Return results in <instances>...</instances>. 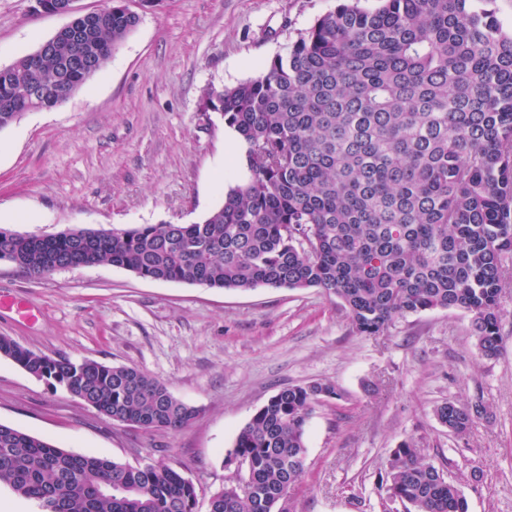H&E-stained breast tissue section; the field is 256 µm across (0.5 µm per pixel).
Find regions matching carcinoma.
Returning a JSON list of instances; mask_svg holds the SVG:
<instances>
[{"mask_svg":"<svg viewBox=\"0 0 512 512\" xmlns=\"http://www.w3.org/2000/svg\"><path fill=\"white\" fill-rule=\"evenodd\" d=\"M338 0L285 56L233 87L210 88L215 112L245 145L249 178L192 224L68 229L51 237L0 230V261L32 277L108 264L139 278L251 290L322 288L360 335L427 310L471 316L482 355L500 347L512 288V25L493 0ZM0 68V131L50 109L106 67L139 16L107 0ZM96 60L73 65L76 54ZM38 94L31 95L28 89ZM0 357L132 427L175 433L196 410L133 366L51 358L0 336ZM330 383L290 385L238 431L241 482L269 494L300 482L305 432ZM483 412L449 400L435 416L463 435ZM40 512H195L194 484L170 465L134 467L73 454L0 423V486ZM385 490L409 512H468L463 492L413 444L388 460ZM209 512H261L229 488Z\"/></svg>","mask_w":512,"mask_h":512,"instance_id":"carcinoma-1","label":"carcinoma"}]
</instances>
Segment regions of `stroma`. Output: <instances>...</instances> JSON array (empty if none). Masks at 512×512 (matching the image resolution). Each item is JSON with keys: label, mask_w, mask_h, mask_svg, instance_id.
Wrapping results in <instances>:
<instances>
[{"label": "stroma", "mask_w": 512, "mask_h": 512, "mask_svg": "<svg viewBox=\"0 0 512 512\" xmlns=\"http://www.w3.org/2000/svg\"><path fill=\"white\" fill-rule=\"evenodd\" d=\"M335 5L146 0L102 72L0 131V228L52 235L198 221L247 175L223 119L202 109L206 90L259 75ZM33 6L0 0V67L71 21ZM0 292L37 313L28 321L0 310V336L52 358L137 367L197 411L174 434L118 424L0 357V423L71 453L168 463L195 485L196 512L237 479L225 456L239 429L280 389L309 382L340 396L308 419L290 512H404L379 484L405 441L461 489L469 512H512V292L493 358L480 355L464 312L399 317L363 336L319 288H210L110 265L34 278L1 261ZM448 400L485 407L465 435L436 419Z\"/></svg>", "instance_id": "stroma-1"}]
</instances>
